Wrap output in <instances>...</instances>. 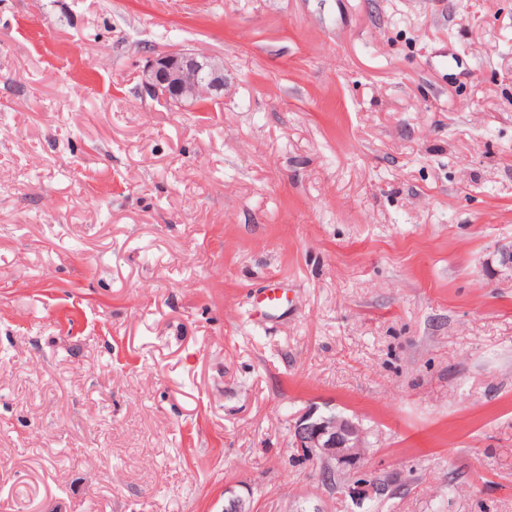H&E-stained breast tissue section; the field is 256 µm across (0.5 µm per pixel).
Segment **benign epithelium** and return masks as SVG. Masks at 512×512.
<instances>
[{
	"label": "benign epithelium",
	"instance_id": "benign-epithelium-1",
	"mask_svg": "<svg viewBox=\"0 0 512 512\" xmlns=\"http://www.w3.org/2000/svg\"><path fill=\"white\" fill-rule=\"evenodd\" d=\"M141 83L153 97L181 107L194 106L200 98L224 95V63L194 49L176 48L150 58L141 71ZM366 435L360 424L334 413L311 409L293 425L291 451L303 460L322 463L326 486L341 488L354 498H381L389 486L360 476L361 449ZM224 512H253L250 500L240 495L224 498Z\"/></svg>",
	"mask_w": 512,
	"mask_h": 512
}]
</instances>
